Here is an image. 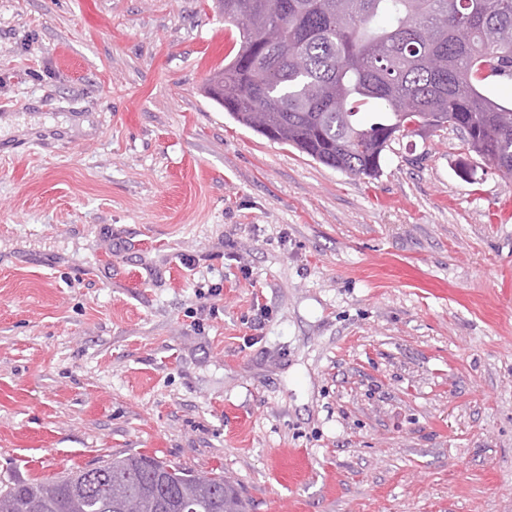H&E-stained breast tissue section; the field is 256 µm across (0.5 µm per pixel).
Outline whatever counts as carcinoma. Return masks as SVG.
<instances>
[{"label": "carcinoma", "mask_w": 512, "mask_h": 512, "mask_svg": "<svg viewBox=\"0 0 512 512\" xmlns=\"http://www.w3.org/2000/svg\"><path fill=\"white\" fill-rule=\"evenodd\" d=\"M239 47L210 74L211 99L238 123L314 161L373 178L401 134L464 129L468 152L512 181V106L489 95L512 79V0H218ZM85 468L0 484V512H121L84 490ZM142 512H177L196 474L142 453L112 457ZM197 512H246L210 473Z\"/></svg>", "instance_id": "carcinoma-1"}]
</instances>
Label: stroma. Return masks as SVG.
I'll return each instance as SVG.
<instances>
[{"label":"stroma","instance_id":"1","mask_svg":"<svg viewBox=\"0 0 512 512\" xmlns=\"http://www.w3.org/2000/svg\"><path fill=\"white\" fill-rule=\"evenodd\" d=\"M238 36L0 0V479L137 452L248 512H512V183L449 127L365 178L240 126ZM211 483L202 489L195 504L196 512H246L240 492L224 481L223 471L210 473Z\"/></svg>","mask_w":512,"mask_h":512}]
</instances>
